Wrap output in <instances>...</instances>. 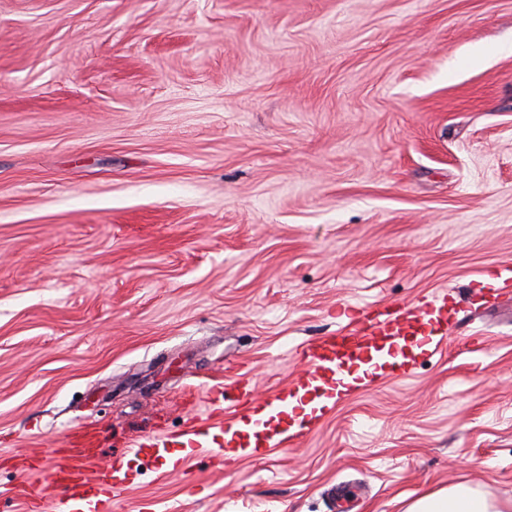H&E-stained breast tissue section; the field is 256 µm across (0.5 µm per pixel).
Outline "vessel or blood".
<instances>
[{
	"mask_svg": "<svg viewBox=\"0 0 512 512\" xmlns=\"http://www.w3.org/2000/svg\"><path fill=\"white\" fill-rule=\"evenodd\" d=\"M448 335V320L435 302L419 305L392 303L366 310L348 327L299 344L295 355L300 373L265 394L255 393L250 372H238L230 384L205 393L210 403L230 402L234 423L195 418L178 431L155 429L136 444V454L180 471L172 460L178 448L210 452L213 459L257 456L265 448H285L304 438L325 410L333 408L351 389L345 375L364 368L368 378L406 379L421 358L434 352ZM61 449L43 454L41 468L58 490L59 512H106L104 495L129 486L121 465L98 467L93 463L99 433L80 423L61 437ZM44 485L27 480L11 493L26 501L30 512H43Z\"/></svg>",
	"mask_w": 512,
	"mask_h": 512,
	"instance_id": "1",
	"label": "vessel or blood"
}]
</instances>
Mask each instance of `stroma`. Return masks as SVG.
I'll return each mask as SVG.
<instances>
[{
  "mask_svg": "<svg viewBox=\"0 0 512 512\" xmlns=\"http://www.w3.org/2000/svg\"><path fill=\"white\" fill-rule=\"evenodd\" d=\"M512 0H0V487L78 422L98 466L181 393L361 309L449 294L448 345L298 446L160 476L112 512L512 503ZM512 504L500 509L469 486L458 484L426 494L409 505L406 512H510Z\"/></svg>",
  "mask_w": 512,
  "mask_h": 512,
  "instance_id": "35a3bbf8",
  "label": "stroma"
}]
</instances>
